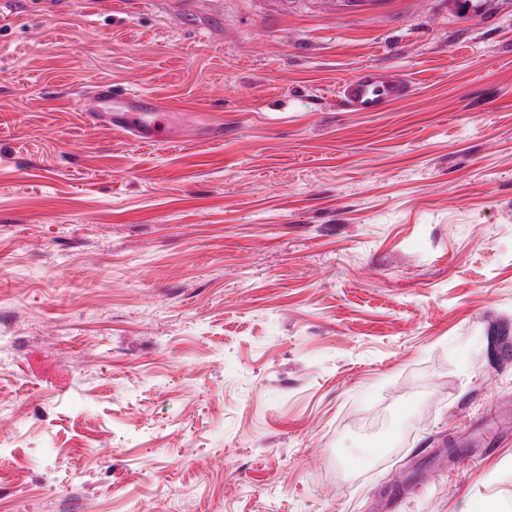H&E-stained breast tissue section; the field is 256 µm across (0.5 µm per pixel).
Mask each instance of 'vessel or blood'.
Segmentation results:
<instances>
[{"label": "vessel or blood", "instance_id": "1", "mask_svg": "<svg viewBox=\"0 0 512 512\" xmlns=\"http://www.w3.org/2000/svg\"><path fill=\"white\" fill-rule=\"evenodd\" d=\"M408 92L409 83L404 78L364 66L343 81L339 103L351 112H379ZM82 110L89 120L115 127L138 143L164 146L184 140L182 129L165 117V104L151 96L118 90L108 80L92 85L85 94ZM470 430V445L460 449L458 456L472 464L493 454L497 443L512 435V413H489Z\"/></svg>", "mask_w": 512, "mask_h": 512}]
</instances>
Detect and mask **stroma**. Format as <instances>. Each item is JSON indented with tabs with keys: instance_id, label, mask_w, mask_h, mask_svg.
I'll return each mask as SVG.
<instances>
[{
	"instance_id": "obj_1",
	"label": "stroma",
	"mask_w": 512,
	"mask_h": 512,
	"mask_svg": "<svg viewBox=\"0 0 512 512\" xmlns=\"http://www.w3.org/2000/svg\"><path fill=\"white\" fill-rule=\"evenodd\" d=\"M365 65L412 93L342 111ZM102 79L195 139L90 124ZM505 315L512 0L0 11V512H379L403 478L400 512H512V444L448 454L512 403Z\"/></svg>"
}]
</instances>
